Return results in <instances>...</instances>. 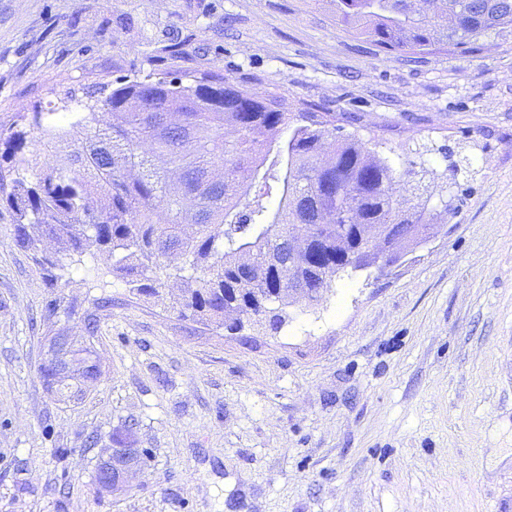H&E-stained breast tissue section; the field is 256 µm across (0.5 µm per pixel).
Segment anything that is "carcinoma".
Returning a JSON list of instances; mask_svg holds the SVG:
<instances>
[{"instance_id":"1","label":"carcinoma","mask_w":512,"mask_h":512,"mask_svg":"<svg viewBox=\"0 0 512 512\" xmlns=\"http://www.w3.org/2000/svg\"><path fill=\"white\" fill-rule=\"evenodd\" d=\"M459 14L448 28L436 0H334L336 21L385 52L450 46L479 49L489 32L512 27V0L500 20L482 12L483 0H449ZM219 72L167 74L155 80L119 77L59 99L61 109L33 108L0 128V206L14 216L15 238L36 248L43 237L68 252L96 248L112 254V277L158 293L162 278L181 282L179 316L222 327L247 318L278 331L295 301L289 272L317 290L361 262L348 253L375 248L357 236L389 224L405 235L442 219L445 201L398 194L409 171L369 151L354 134L323 151L336 134V113L312 112ZM237 132L224 140V128ZM81 143L71 147L74 131ZM148 142L153 151L140 145ZM60 163L39 168L40 155ZM165 205L168 224L153 222ZM304 238L303 252L285 246ZM46 287L62 288L64 265L41 260ZM274 302L267 314L259 303Z\"/></svg>"}]
</instances>
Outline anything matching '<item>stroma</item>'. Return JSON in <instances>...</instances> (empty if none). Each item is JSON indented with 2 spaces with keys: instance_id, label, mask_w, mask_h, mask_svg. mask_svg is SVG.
<instances>
[{
  "instance_id": "obj_1",
  "label": "stroma",
  "mask_w": 512,
  "mask_h": 512,
  "mask_svg": "<svg viewBox=\"0 0 512 512\" xmlns=\"http://www.w3.org/2000/svg\"><path fill=\"white\" fill-rule=\"evenodd\" d=\"M223 71L344 117L451 209L390 275L341 276L275 332L178 317L109 253L60 243L74 315L0 208V512H512V32L475 52L379 50L330 0H0V126L126 75ZM94 318L100 378L38 372ZM148 468L95 470L125 426ZM77 338L78 337L76 336H71L66 330H62L57 334L50 336L44 358L54 367L56 373L55 385H57V381L61 382L74 378V385L71 388V391H74L77 385L83 391L85 382L92 380L76 378L77 374L73 371V350L75 349L74 345Z\"/></svg>"
}]
</instances>
